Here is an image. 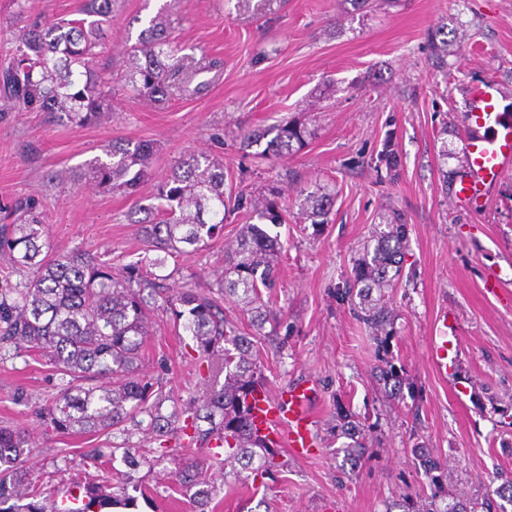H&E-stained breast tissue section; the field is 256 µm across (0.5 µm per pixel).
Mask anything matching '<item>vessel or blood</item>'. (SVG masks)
Returning a JSON list of instances; mask_svg holds the SVG:
<instances>
[{
    "instance_id": "vessel-or-blood-1",
    "label": "vessel or blood",
    "mask_w": 512,
    "mask_h": 512,
    "mask_svg": "<svg viewBox=\"0 0 512 512\" xmlns=\"http://www.w3.org/2000/svg\"><path fill=\"white\" fill-rule=\"evenodd\" d=\"M505 96L503 86L490 78L471 84L465 92L461 143L466 165L454 189L460 208H474L492 197L502 173L512 168V113L502 105ZM429 357L441 375L456 372L458 359L448 346L447 317L433 325ZM314 393V386L304 382L276 391L257 388L249 399L254 436L284 444L294 458H306L314 445Z\"/></svg>"
}]
</instances>
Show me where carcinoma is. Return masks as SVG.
<instances>
[{
	"mask_svg": "<svg viewBox=\"0 0 512 512\" xmlns=\"http://www.w3.org/2000/svg\"><path fill=\"white\" fill-rule=\"evenodd\" d=\"M122 0H77L74 10L45 18L31 12L28 0H12L24 26L12 33L13 53L0 69V100L5 109L45 112L65 126H95L112 111V85L97 67V48L108 38L112 15ZM171 16L163 6L150 18L137 41L126 51L119 80L151 102H165L172 89L198 93L208 81L197 80L215 70L218 62L198 65L176 56L171 41ZM264 155L281 157L302 149L307 130L298 119L272 129L242 128L241 143L249 147L266 136ZM157 145L152 140L113 143L66 177L76 185L90 183L103 192L133 195L152 174ZM246 194L224 191V162L205 154L185 153L173 161L166 178L155 188L157 203L134 210V224L142 225L153 258L129 265L130 274L117 278L107 263L83 255H52L47 232L48 215L41 199L28 195L0 206V257L10 272L0 276V347L41 354L62 374L69 387L40 410L59 434L120 433L112 445V458L127 467L154 468L167 459L175 465L171 478L192 493L198 512H209L216 489L203 469L184 461L183 447L164 445L174 426L186 433L188 444L212 450L211 465L238 463L254 477L268 478L278 467L277 449L257 441L251 432L247 399L263 383L259 359L261 331L280 322L279 314L264 299L263 291L275 282L282 246L258 224L240 226L236 247L224 256V269L216 289L186 287L176 294H162L154 269L191 246L197 251L209 244L224 226L228 214L247 208ZM282 191L273 187L255 205L258 218L269 224L286 223L288 210ZM332 206L329 193H315L301 203L313 224L324 223ZM406 225L395 220L373 236V248L364 249L354 269L361 292L393 285L402 271ZM22 275L12 281L13 274ZM233 298L249 314L253 332L242 330L224 315L222 301ZM163 302L174 324L193 341L198 370H206L203 398L175 406L168 414L163 405L169 394L162 382L138 373L140 351L148 335L150 312ZM362 321L379 334L387 325L385 307L364 309ZM380 379L402 389L403 376L393 365L379 368ZM149 417V428L159 447L146 450L130 442L138 416ZM336 426L349 436H363L366 425L350 411L336 412ZM218 440L222 451H213ZM28 435L20 427L0 426V512H59L37 500L41 488L24 455ZM419 468L433 487L425 512H468L438 502L443 494L445 465L419 446L414 448ZM118 492L106 493L101 485L83 487L100 506L126 494L131 484L127 472H115Z\"/></svg>",
	"mask_w": 512,
	"mask_h": 512,
	"instance_id": "1",
	"label": "carcinoma"
}]
</instances>
